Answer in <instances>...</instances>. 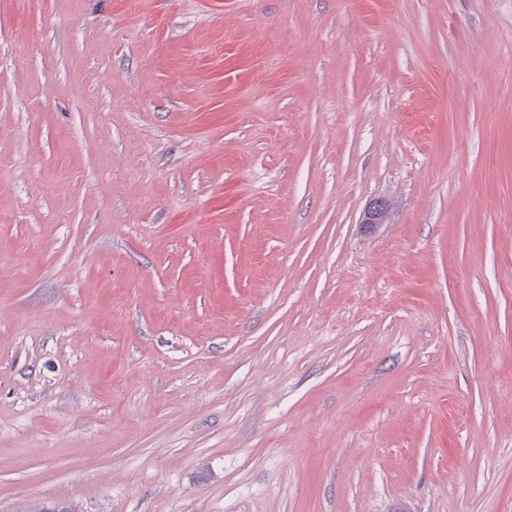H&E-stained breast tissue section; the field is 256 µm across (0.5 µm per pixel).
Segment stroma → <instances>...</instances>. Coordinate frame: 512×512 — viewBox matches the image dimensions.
<instances>
[{"mask_svg": "<svg viewBox=\"0 0 512 512\" xmlns=\"http://www.w3.org/2000/svg\"><path fill=\"white\" fill-rule=\"evenodd\" d=\"M43 502L512 512V0H0V512Z\"/></svg>", "mask_w": 512, "mask_h": 512, "instance_id": "obj_1", "label": "stroma"}]
</instances>
